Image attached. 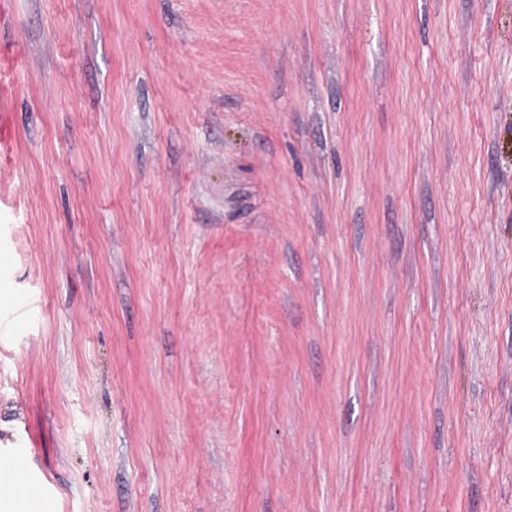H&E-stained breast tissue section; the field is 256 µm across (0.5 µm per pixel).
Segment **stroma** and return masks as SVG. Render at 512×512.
I'll return each mask as SVG.
<instances>
[{
    "instance_id": "1",
    "label": "stroma",
    "mask_w": 512,
    "mask_h": 512,
    "mask_svg": "<svg viewBox=\"0 0 512 512\" xmlns=\"http://www.w3.org/2000/svg\"><path fill=\"white\" fill-rule=\"evenodd\" d=\"M1 46L36 497L512 512V0H13ZM0 58V96L3 98L8 91L11 92L19 61L14 52L9 53L5 48L0 49Z\"/></svg>"
}]
</instances>
